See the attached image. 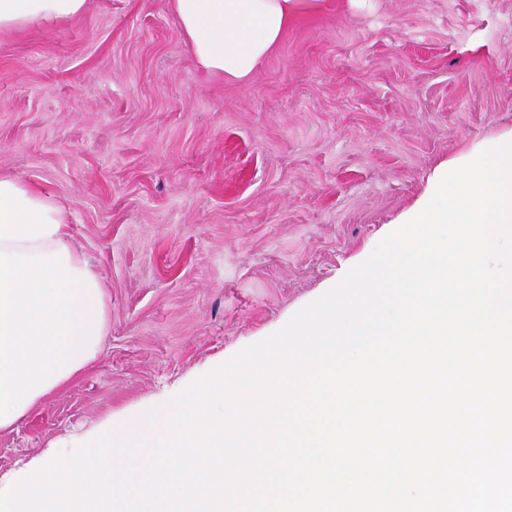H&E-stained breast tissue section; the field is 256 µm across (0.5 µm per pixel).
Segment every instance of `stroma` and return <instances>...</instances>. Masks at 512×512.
Masks as SVG:
<instances>
[{"label": "stroma", "mask_w": 512, "mask_h": 512, "mask_svg": "<svg viewBox=\"0 0 512 512\" xmlns=\"http://www.w3.org/2000/svg\"><path fill=\"white\" fill-rule=\"evenodd\" d=\"M509 134L512 0H335L245 81L196 70L169 0L1 33L0 172L69 209L109 325L0 432V481L278 331Z\"/></svg>", "instance_id": "obj_1"}]
</instances>
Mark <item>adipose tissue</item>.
Instances as JSON below:
<instances>
[{"mask_svg": "<svg viewBox=\"0 0 512 512\" xmlns=\"http://www.w3.org/2000/svg\"><path fill=\"white\" fill-rule=\"evenodd\" d=\"M331 0H170L197 69L249 79L301 13ZM86 0H0V33L80 17ZM51 195L0 174V431L13 428L95 358L106 284L70 242Z\"/></svg>", "mask_w": 512, "mask_h": 512, "instance_id": "obj_1", "label": "adipose tissue"}]
</instances>
